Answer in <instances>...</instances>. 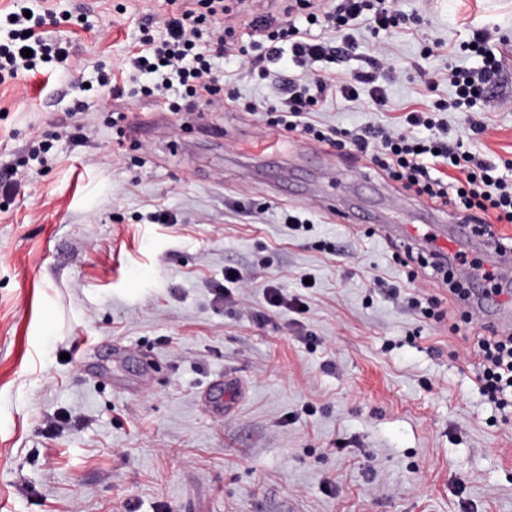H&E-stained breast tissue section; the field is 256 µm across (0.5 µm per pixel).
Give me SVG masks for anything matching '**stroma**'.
<instances>
[{
	"mask_svg": "<svg viewBox=\"0 0 512 512\" xmlns=\"http://www.w3.org/2000/svg\"><path fill=\"white\" fill-rule=\"evenodd\" d=\"M52 4L89 29L54 27L68 59L0 85V169L21 180L0 208V512H512V414L478 389L482 328L428 248L371 221L381 208L420 224L430 208L451 225L461 211L268 126L289 59L263 80L215 60L233 100L176 114L97 83L98 67L128 71L145 19L162 31L157 0ZM398 7L406 25L359 24L360 56L315 65L347 75L387 48L389 111L330 101L311 122L390 127L450 99L448 69L479 65L462 45L485 27L501 84L437 118L470 151L512 160V0ZM74 124L78 142L63 136ZM54 132L46 163L30 160L33 136ZM160 209L172 223H154ZM229 267L252 283L219 303ZM270 284L306 312L267 305Z\"/></svg>",
	"mask_w": 512,
	"mask_h": 512,
	"instance_id": "stroma-1",
	"label": "stroma"
}]
</instances>
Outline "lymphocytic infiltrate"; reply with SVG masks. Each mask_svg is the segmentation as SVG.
Listing matches in <instances>:
<instances>
[{"mask_svg":"<svg viewBox=\"0 0 512 512\" xmlns=\"http://www.w3.org/2000/svg\"><path fill=\"white\" fill-rule=\"evenodd\" d=\"M26 2L14 0L15 9L6 16L9 28L0 41V83L18 78L20 71L36 69L38 62L62 61L68 56L61 44L48 42L42 33L43 27L61 23L60 14L47 8L27 15ZM227 12L224 0H179L165 21L166 35L160 40L151 35L150 23H142L140 47L131 64L159 75L156 82L144 87V96L176 112L180 101H173L172 91L178 86L181 100L206 108L224 94V81L212 67L213 58L235 59L246 55L248 48L265 47V54L249 62L251 71L264 79L270 74L268 62L290 50L301 72L289 78L279 107L268 109L269 126L298 131L320 142L331 141L336 147L347 146L371 157L390 179L431 202L451 203L470 212L471 223L481 224L483 230H490L495 222L512 224V183L498 174L496 163L466 149L463 142L450 141L447 124H433L429 107L410 109L396 127L369 126L339 140L332 131L309 121V114L329 100L356 103L365 96L377 110H386L389 98L378 74L389 66L387 50H379L369 57L366 68L348 76H313L306 66L355 55L359 43L351 28L359 20H368L376 31L398 26L402 16L396 0H336L332 10L321 14L312 11L310 0H296L283 15L256 16L242 28L226 21ZM489 40L487 31H474L475 52L483 58L480 70L461 66L450 70L453 107L489 101L491 88L499 84L502 60L488 50ZM419 127L429 129L430 137L415 136ZM444 167L450 169V176H441ZM477 348L483 366L477 378L482 394L498 408L512 407V336L478 337Z\"/></svg>","mask_w":512,"mask_h":512,"instance_id":"obj_1","label":"lymphocytic infiltrate"}]
</instances>
